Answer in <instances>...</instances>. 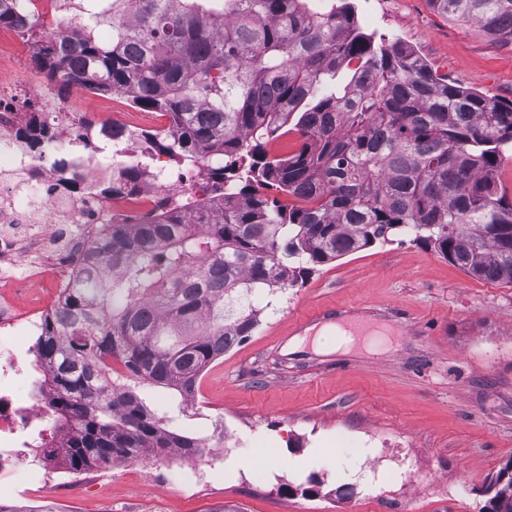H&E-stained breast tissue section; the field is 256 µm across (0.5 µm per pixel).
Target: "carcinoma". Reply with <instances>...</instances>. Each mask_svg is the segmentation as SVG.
I'll use <instances>...</instances> for the list:
<instances>
[{"instance_id": "1", "label": "carcinoma", "mask_w": 512, "mask_h": 512, "mask_svg": "<svg viewBox=\"0 0 512 512\" xmlns=\"http://www.w3.org/2000/svg\"><path fill=\"white\" fill-rule=\"evenodd\" d=\"M0 0V25L33 29ZM75 39L43 42L37 66L62 88L126 97L170 119L149 133L178 165L208 168L224 214L173 213L111 224L89 251L112 273L88 277L50 315L37 349L50 406L76 431L69 468L201 453L173 435L147 394L112 380L107 357L154 388L194 395L204 369L252 335V296L293 286L338 257L413 233L465 273L512 284V204L496 181L512 141V103L436 74L399 40L360 32L351 4L307 0H67ZM512 46V0H428ZM107 27L103 41L96 32ZM291 131L299 149L269 156ZM302 202L288 206L267 191ZM512 484V460L487 488Z\"/></svg>"}]
</instances>
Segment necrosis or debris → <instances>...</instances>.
<instances>
[{
  "label": "necrosis or debris",
  "instance_id": "necrosis-or-debris-1",
  "mask_svg": "<svg viewBox=\"0 0 512 512\" xmlns=\"http://www.w3.org/2000/svg\"><path fill=\"white\" fill-rule=\"evenodd\" d=\"M17 13L45 21L52 37L74 35L65 0H17ZM38 115L48 139L31 147L23 132ZM141 168L128 193H106L120 167ZM209 206L202 175L168 167L139 150L131 126L112 114L73 111L68 98L18 72L0 83V474L16 487L64 483L67 418L35 400L28 384L41 366L36 343L47 313L59 310L92 264L87 239L103 224H132L161 200Z\"/></svg>",
  "mask_w": 512,
  "mask_h": 512
}]
</instances>
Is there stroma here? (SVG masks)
<instances>
[{"label": "stroma", "instance_id": "1", "mask_svg": "<svg viewBox=\"0 0 512 512\" xmlns=\"http://www.w3.org/2000/svg\"><path fill=\"white\" fill-rule=\"evenodd\" d=\"M361 31L399 39L450 82L512 102V48L427 0H353ZM252 336L212 362L188 404L154 394L156 417L235 450L194 489L150 458L87 472L78 490L29 497L62 512H480L512 460V285L477 279L397 234L317 267L302 283L254 298ZM364 308L377 346L315 351L300 320ZM304 349L290 355L289 341ZM276 451L265 459L263 448Z\"/></svg>", "mask_w": 512, "mask_h": 512}]
</instances>
